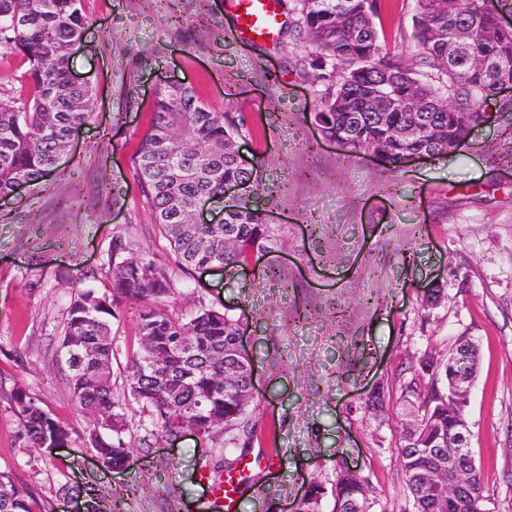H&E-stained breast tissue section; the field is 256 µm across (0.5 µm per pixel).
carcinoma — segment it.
<instances>
[{
    "instance_id": "cac0c4a2",
    "label": "carcinoma",
    "mask_w": 512,
    "mask_h": 512,
    "mask_svg": "<svg viewBox=\"0 0 512 512\" xmlns=\"http://www.w3.org/2000/svg\"><path fill=\"white\" fill-rule=\"evenodd\" d=\"M412 36L424 50L423 73L391 52L379 38V0H289L288 31L307 49L304 74L317 87L320 118L344 150L388 144L386 163L404 169L414 149L448 153L462 127L483 120L481 105L497 94L501 78L512 75V27L503 28L487 0H411ZM89 20L82 0H0V48L29 64V94L24 102L0 100V196L19 179L35 186L56 170V158L72 133L89 119L94 84L72 79L70 58ZM471 30L466 46L448 54V38ZM477 59L484 68L473 67ZM244 122L198 100L194 88L173 83L159 89L154 119L133 158L140 189L177 257L188 271L219 264L232 277L250 258L273 252L285 237L282 225L265 223L263 212L244 197L229 206L220 224H188L186 215L201 200L224 195V181L245 192L259 187L258 164L246 165L234 143ZM412 128L414 139L397 132ZM230 239L231 245L224 246ZM171 293L165 268L144 254L129 252L112 262L104 289L88 286L71 294L59 343L76 345L65 368L70 400L87 427L85 441L103 466L119 470L128 430L126 406L134 403L167 436L192 428L208 439L224 432V445L251 444L253 400L245 397L255 361L233 352L238 318L226 309L198 307L173 317L159 307L139 313L140 351L126 376L123 396L114 395L112 318L121 302ZM448 353L430 358L427 384L409 382L402 390L409 420L401 434V468L412 512H486L487 495L472 448L456 444V431L467 419L466 400L448 391ZM188 341L177 350L173 341ZM472 341V338L465 339ZM237 365L232 380H222L224 358ZM30 447L48 449L71 442L73 428L36 403L18 386L11 393ZM468 462L466 484L453 493L455 469ZM336 479L327 488L313 482L295 512H320L331 497L335 512H369L368 483L355 479L342 457ZM26 491L0 472V512H31Z\"/></svg>"
}]
</instances>
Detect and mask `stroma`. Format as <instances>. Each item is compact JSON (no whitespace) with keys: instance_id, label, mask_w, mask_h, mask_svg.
<instances>
[{"instance_id":"35a3bbf8","label":"stroma","mask_w":512,"mask_h":512,"mask_svg":"<svg viewBox=\"0 0 512 512\" xmlns=\"http://www.w3.org/2000/svg\"><path fill=\"white\" fill-rule=\"evenodd\" d=\"M84 11L89 28L70 66L95 83L91 116L60 167L0 199V472L28 490L32 512H86L92 496L101 512H203L213 500L204 475L224 459L191 429L152 437L148 419L129 411L130 463L110 472L76 429L45 461L10 400L22 385L75 424L56 361L68 298L86 272L107 284L118 242L168 267L176 291L159 304L169 315L203 304L244 322L256 360L248 459L261 480L234 512H293L308 482L332 483L339 448L367 480L372 512H411L401 391L426 383L423 359L461 334L481 348L466 413L486 508L512 512V112L488 105L491 120L464 145L397 171L323 137L310 119L320 99L294 64L292 36L237 39L228 0H84ZM380 14L391 51L419 61L410 0H382ZM169 80L245 114L240 151L263 173L250 200L287 229L284 245L233 281L179 269L131 164ZM264 264L285 281L256 275ZM435 285L443 297L426 304ZM140 308L121 303L112 321L114 380L139 351ZM305 309L312 317L297 321ZM379 388L381 417L364 407ZM66 482L79 497L60 493Z\"/></svg>"}]
</instances>
